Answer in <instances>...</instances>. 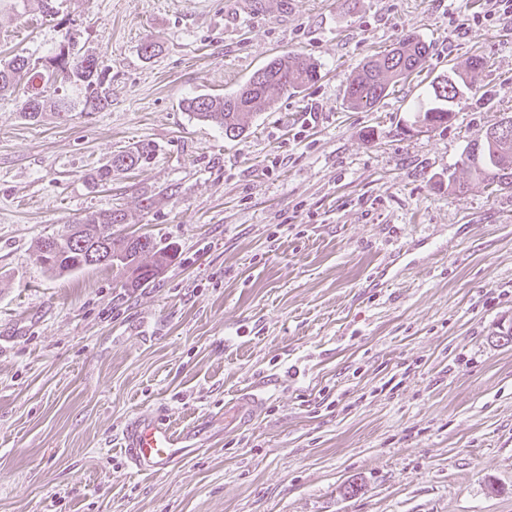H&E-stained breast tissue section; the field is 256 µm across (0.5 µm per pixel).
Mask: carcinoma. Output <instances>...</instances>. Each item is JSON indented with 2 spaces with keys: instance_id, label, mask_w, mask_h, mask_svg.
<instances>
[{
  "instance_id": "cac0c4a2",
  "label": "carcinoma",
  "mask_w": 512,
  "mask_h": 512,
  "mask_svg": "<svg viewBox=\"0 0 512 512\" xmlns=\"http://www.w3.org/2000/svg\"><path fill=\"white\" fill-rule=\"evenodd\" d=\"M77 39L69 41L67 52L56 49L31 63V58L18 53L0 60V93L13 91L18 85L27 89L21 113L31 121L39 120L47 94L55 96L54 108L59 114L99 112L108 106L105 86L106 64L103 58L76 50ZM430 45L409 34L396 46L368 58L354 72L346 88L347 108L371 109L386 97L390 89L422 70ZM480 61H471L465 71L452 70L431 85V106L415 113V118L432 126L442 125L452 117L454 105L472 86L470 73ZM318 76L317 65L300 53L274 58L258 69L238 90L224 95H198L184 99V109L202 122L213 123L227 137L236 138L249 127L258 112L272 108L271 92L297 91ZM512 127V115L502 118L486 132L484 140L468 145L463 170L469 177L487 187L503 189L504 179L512 181V130L496 134L503 124ZM153 149L137 146L112 156L90 173L95 185L112 181V174L148 162ZM127 214L122 209L89 213L62 226L55 235L36 244L39 263L53 276H65L93 266L89 256L100 253L103 265L116 269L125 277L124 285L146 287L157 275L175 262L177 254L157 247L148 236L133 238L114 230L124 224Z\"/></svg>"
}]
</instances>
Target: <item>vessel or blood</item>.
I'll return each instance as SVG.
<instances>
[{"label": "vessel or blood", "mask_w": 512, "mask_h": 512, "mask_svg": "<svg viewBox=\"0 0 512 512\" xmlns=\"http://www.w3.org/2000/svg\"><path fill=\"white\" fill-rule=\"evenodd\" d=\"M262 394V388L257 386L240 392L225 410V419L238 427L250 425L263 403ZM203 428L200 421L185 426L172 425L161 411L143 414L123 428L120 446L133 470L154 475L172 469L188 451L195 449Z\"/></svg>", "instance_id": "obj_1"}]
</instances>
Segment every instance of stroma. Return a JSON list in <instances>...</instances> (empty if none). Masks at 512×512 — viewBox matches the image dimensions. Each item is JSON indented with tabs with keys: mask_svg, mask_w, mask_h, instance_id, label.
<instances>
[{
	"mask_svg": "<svg viewBox=\"0 0 512 512\" xmlns=\"http://www.w3.org/2000/svg\"><path fill=\"white\" fill-rule=\"evenodd\" d=\"M0 0V58L78 36L109 104L39 121L0 95V512H512V190L448 192L470 143L512 113V14L488 0ZM414 34L421 72L369 110L346 86ZM159 45L144 55L145 40ZM301 53L317 80L246 132L184 112ZM482 66L448 123L432 82ZM150 163L92 185L113 154ZM173 247L146 288L108 267L46 274L35 244L91 212ZM252 426L225 431L238 391ZM205 420L170 471L119 434ZM262 394L263 389L258 386H252L240 392L237 399L224 410V420H228L229 424L235 427L250 425L263 404Z\"/></svg>",
	"mask_w": 512,
	"mask_h": 512,
	"instance_id": "1",
	"label": "stroma"
}]
</instances>
